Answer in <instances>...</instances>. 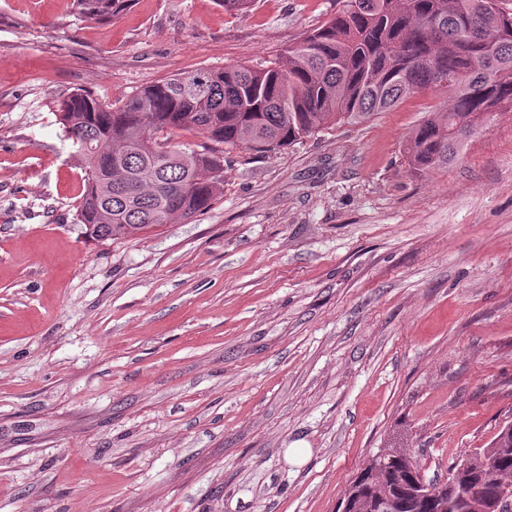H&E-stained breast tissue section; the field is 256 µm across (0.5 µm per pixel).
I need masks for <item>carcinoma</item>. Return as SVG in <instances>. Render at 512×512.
I'll return each mask as SVG.
<instances>
[{"label": "carcinoma", "mask_w": 512, "mask_h": 512, "mask_svg": "<svg viewBox=\"0 0 512 512\" xmlns=\"http://www.w3.org/2000/svg\"><path fill=\"white\" fill-rule=\"evenodd\" d=\"M133 0H73L76 15L107 20ZM444 91L405 146L410 169L460 159L490 117L512 111V14L497 0H342L320 26L288 44L263 69L242 64L181 72L136 91L120 106L89 93L63 101L59 122L86 172L76 207L83 234L130 238L166 222L171 209L192 217L210 208L224 184V158L171 142L193 130L224 144L271 152L332 125H357L394 109L426 87ZM121 170L107 176V150ZM419 464L370 465L348 489L350 512H496L501 480L512 481V431L450 469L431 500L400 496Z\"/></svg>", "instance_id": "carcinoma-1"}]
</instances>
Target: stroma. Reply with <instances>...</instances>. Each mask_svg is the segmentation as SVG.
Returning a JSON list of instances; mask_svg holds the SVG:
<instances>
[{
	"instance_id": "1",
	"label": "stroma",
	"mask_w": 512,
	"mask_h": 512,
	"mask_svg": "<svg viewBox=\"0 0 512 512\" xmlns=\"http://www.w3.org/2000/svg\"><path fill=\"white\" fill-rule=\"evenodd\" d=\"M336 0H0V512H336L381 449L426 479L512 422V112L445 168L444 97L267 153L218 145L204 213L86 239L72 93L269 66ZM133 0H73L76 15L85 20H107L126 10Z\"/></svg>"
}]
</instances>
